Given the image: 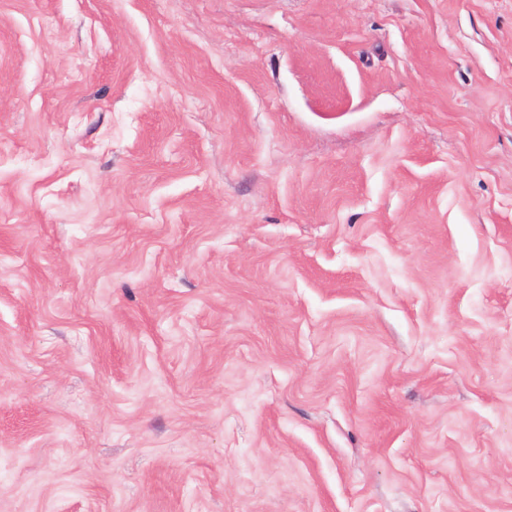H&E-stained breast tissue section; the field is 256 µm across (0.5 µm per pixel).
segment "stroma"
<instances>
[{
    "instance_id": "stroma-1",
    "label": "stroma",
    "mask_w": 512,
    "mask_h": 512,
    "mask_svg": "<svg viewBox=\"0 0 512 512\" xmlns=\"http://www.w3.org/2000/svg\"><path fill=\"white\" fill-rule=\"evenodd\" d=\"M0 512H512V0H0Z\"/></svg>"
}]
</instances>
